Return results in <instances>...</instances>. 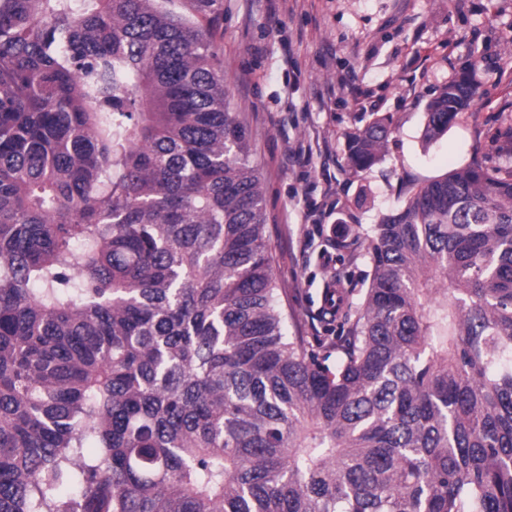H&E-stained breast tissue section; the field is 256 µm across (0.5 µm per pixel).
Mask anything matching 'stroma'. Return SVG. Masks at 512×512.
<instances>
[{
  "instance_id": "35a3bbf8",
  "label": "stroma",
  "mask_w": 512,
  "mask_h": 512,
  "mask_svg": "<svg viewBox=\"0 0 512 512\" xmlns=\"http://www.w3.org/2000/svg\"><path fill=\"white\" fill-rule=\"evenodd\" d=\"M218 53L234 111L250 132L264 183L274 272L307 334L334 272L362 280L365 258L341 262L340 227L378 223L402 187L479 163L512 173V0H219ZM475 65L479 94L424 142L427 103ZM393 133L381 161L344 169L345 135L376 117Z\"/></svg>"
}]
</instances>
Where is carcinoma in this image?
Returning <instances> with one entry per match:
<instances>
[{
  "label": "carcinoma",
  "mask_w": 512,
  "mask_h": 512,
  "mask_svg": "<svg viewBox=\"0 0 512 512\" xmlns=\"http://www.w3.org/2000/svg\"><path fill=\"white\" fill-rule=\"evenodd\" d=\"M215 2L0 0V512H512V177L407 187L289 329Z\"/></svg>",
  "instance_id": "obj_1"
}]
</instances>
